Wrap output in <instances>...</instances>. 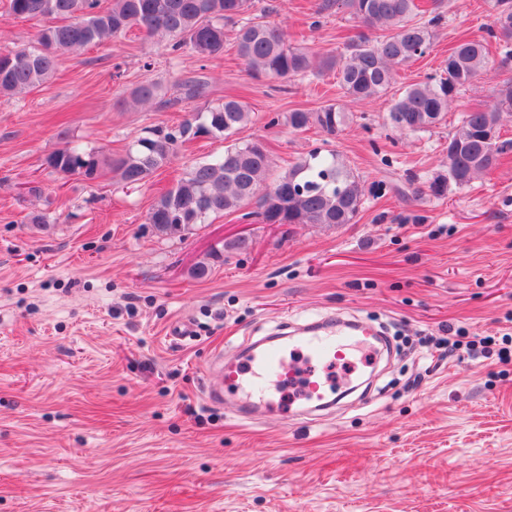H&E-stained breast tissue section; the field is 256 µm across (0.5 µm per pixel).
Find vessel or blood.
<instances>
[{"mask_svg":"<svg viewBox=\"0 0 512 512\" xmlns=\"http://www.w3.org/2000/svg\"><path fill=\"white\" fill-rule=\"evenodd\" d=\"M372 325L336 314L300 324L285 322L280 335L248 345L246 353L218 364L216 384L206 397L215 405L232 403L238 417L252 421L278 410L276 392L296 376L295 362L286 359L285 345H292L307 362H345L352 337L373 335Z\"/></svg>","mask_w":512,"mask_h":512,"instance_id":"vessel-or-blood-1","label":"vessel or blood"}]
</instances>
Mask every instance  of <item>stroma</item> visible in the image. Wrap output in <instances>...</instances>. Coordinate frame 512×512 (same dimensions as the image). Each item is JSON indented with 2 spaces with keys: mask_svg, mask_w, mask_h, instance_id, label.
<instances>
[{
  "mask_svg": "<svg viewBox=\"0 0 512 512\" xmlns=\"http://www.w3.org/2000/svg\"><path fill=\"white\" fill-rule=\"evenodd\" d=\"M317 2L261 0L291 41L343 51L352 22L315 18ZM449 2L429 53L398 69L396 87L438 74L458 39L490 24V0ZM198 74L206 100L183 98L182 80ZM509 78L490 44L446 123L404 134L387 125L386 99L351 101L335 73L250 75L233 29L208 61L135 29L59 54L46 82L0 97V512H512V370L443 359L426 342L446 327L512 335V154L468 187L426 193L446 170L449 130ZM148 80L156 99L133 105ZM228 95L252 112L238 139L267 143L277 170L322 144L340 152L365 191L354 223L245 224L233 213L183 240L158 236L151 206L223 153L221 139L186 144L135 185L44 163L67 146L121 155ZM330 103L349 114L335 136L264 126L269 112ZM242 236L248 251L227 250ZM200 262L203 279L191 274ZM326 310L383 326L401 351L365 399L255 422L206 400L215 353L232 359L279 321ZM182 322L191 333L179 339Z\"/></svg>",
  "mask_w": 512,
  "mask_h": 512,
  "instance_id": "35a3bbf8",
  "label": "stroma"
}]
</instances>
